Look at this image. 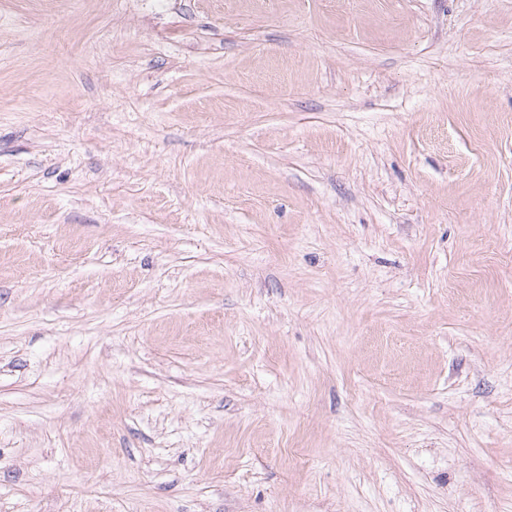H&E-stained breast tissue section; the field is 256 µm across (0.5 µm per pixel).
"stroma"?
<instances>
[{
    "label": "stroma",
    "mask_w": 512,
    "mask_h": 512,
    "mask_svg": "<svg viewBox=\"0 0 512 512\" xmlns=\"http://www.w3.org/2000/svg\"><path fill=\"white\" fill-rule=\"evenodd\" d=\"M0 512H512V0H0Z\"/></svg>",
    "instance_id": "1"
}]
</instances>
